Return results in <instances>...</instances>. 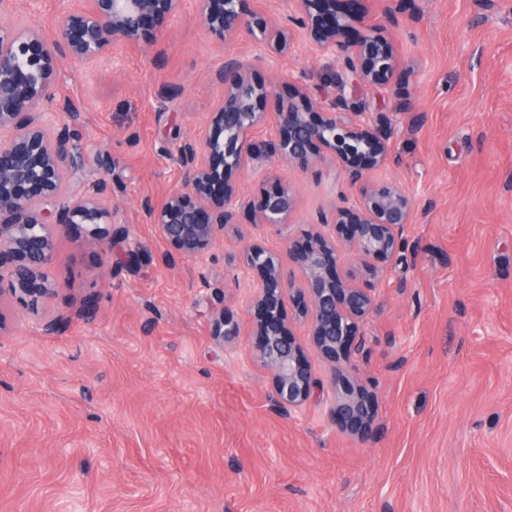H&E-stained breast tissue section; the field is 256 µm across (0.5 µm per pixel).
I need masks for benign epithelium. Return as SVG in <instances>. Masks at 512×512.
<instances>
[{"instance_id":"benign-epithelium-1","label":"benign epithelium","mask_w":512,"mask_h":512,"mask_svg":"<svg viewBox=\"0 0 512 512\" xmlns=\"http://www.w3.org/2000/svg\"><path fill=\"white\" fill-rule=\"evenodd\" d=\"M294 2V13L279 20L251 9L247 0H195V10L214 38L252 41L265 54H288L296 32L303 31L314 54L340 67L338 101L301 110L275 96L271 84L255 80L248 61L225 57L215 73L224 95L213 106L209 132L178 147L181 186L145 209L170 247L167 262L199 258L219 234L238 228L242 211L256 226H284L296 208L289 185L255 208L246 204L232 175L270 178L281 165L307 173L329 157L341 163L349 195L322 219L320 230L302 244H288L283 259L249 240L238 263L261 274L245 299L254 313L249 359L269 374L273 406L289 416L315 401L335 429L367 443L373 438L374 397L354 361L363 348L358 327L375 310V282L401 260L413 199L387 174L390 147L373 113L348 101L343 89L348 83L393 88L401 59L386 38L347 40L336 0ZM14 4L0 0V295L6 291L35 310L57 290L47 274L56 237L79 228L102 246L112 237L111 165L90 193L77 197L67 190L83 156L74 137L80 114L55 93L60 62L107 63L116 48L139 43L151 27L162 29L181 13L183 0H91L89 8L64 14L48 35L13 26L6 15ZM262 128L271 137L253 141ZM351 254L361 263L356 271L349 268ZM287 267L297 269L301 280L287 274ZM5 281L7 289L1 287ZM286 300L309 326L311 349L330 363L327 379L317 377L287 327ZM238 335L237 320L222 309L212 313L216 341L232 346Z\"/></svg>"}]
</instances>
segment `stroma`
<instances>
[{
    "mask_svg": "<svg viewBox=\"0 0 512 512\" xmlns=\"http://www.w3.org/2000/svg\"><path fill=\"white\" fill-rule=\"evenodd\" d=\"M86 3L17 0L16 21L47 31ZM336 14L350 39L398 42L395 89L350 97L377 118L415 202L403 276L379 283L359 327L373 440L337 432L314 407L273 410L247 351L244 291L259 274L235 261L241 237L282 256L314 231L348 192L339 163L238 174L254 203L293 186L289 223L245 221L204 258L164 260L143 204L180 187L177 147L207 134L225 55L255 53L210 37L184 0L161 34L106 67L61 63L84 158L69 191L92 189L111 163L112 243L58 237L56 296L36 313L0 300V512H512V0H338ZM336 70L300 37L253 75L326 106ZM220 308L239 321L235 347L210 334ZM60 314L59 333L43 335Z\"/></svg>",
    "mask_w": 512,
    "mask_h": 512,
    "instance_id": "stroma-1",
    "label": "stroma"
}]
</instances>
